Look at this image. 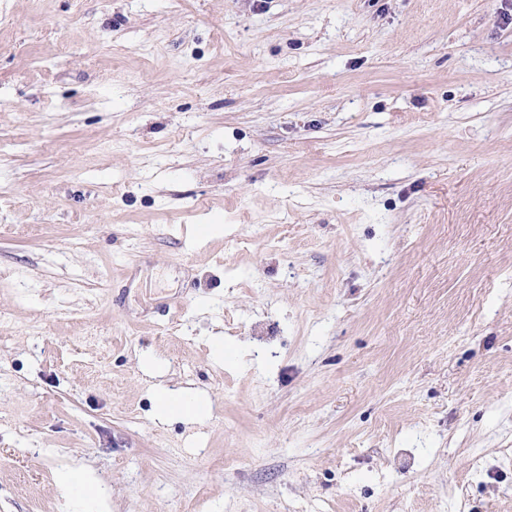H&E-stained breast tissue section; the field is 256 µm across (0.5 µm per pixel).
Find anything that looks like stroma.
<instances>
[{"mask_svg": "<svg viewBox=\"0 0 512 512\" xmlns=\"http://www.w3.org/2000/svg\"><path fill=\"white\" fill-rule=\"evenodd\" d=\"M509 448L512 0H0V512H512ZM198 402H202V399L198 396L188 397L164 389L158 398V410L161 415L178 412L183 415L187 422L194 423L202 417L203 410L191 409L189 403Z\"/></svg>", "mask_w": 512, "mask_h": 512, "instance_id": "35a3bbf8", "label": "stroma"}]
</instances>
